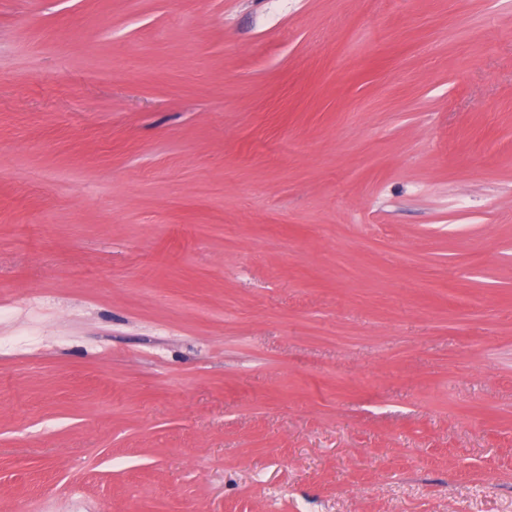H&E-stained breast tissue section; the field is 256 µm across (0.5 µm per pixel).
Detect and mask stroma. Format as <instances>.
I'll return each instance as SVG.
<instances>
[{"instance_id":"1","label":"stroma","mask_w":512,"mask_h":512,"mask_svg":"<svg viewBox=\"0 0 512 512\" xmlns=\"http://www.w3.org/2000/svg\"><path fill=\"white\" fill-rule=\"evenodd\" d=\"M0 512H512V0H0Z\"/></svg>"}]
</instances>
